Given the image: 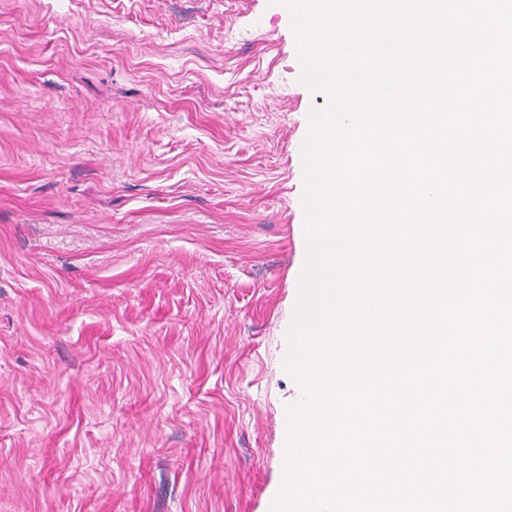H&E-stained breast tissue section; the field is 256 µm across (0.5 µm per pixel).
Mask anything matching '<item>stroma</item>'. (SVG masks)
Segmentation results:
<instances>
[{"instance_id": "obj_1", "label": "stroma", "mask_w": 512, "mask_h": 512, "mask_svg": "<svg viewBox=\"0 0 512 512\" xmlns=\"http://www.w3.org/2000/svg\"><path fill=\"white\" fill-rule=\"evenodd\" d=\"M302 74L281 0H0V512H268Z\"/></svg>"}]
</instances>
